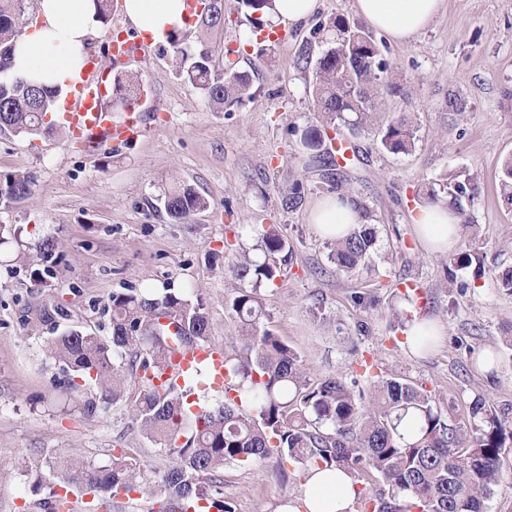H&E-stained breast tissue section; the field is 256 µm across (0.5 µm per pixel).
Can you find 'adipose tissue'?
<instances>
[{
	"label": "adipose tissue",
	"instance_id": "adipose-tissue-1",
	"mask_svg": "<svg viewBox=\"0 0 512 512\" xmlns=\"http://www.w3.org/2000/svg\"><path fill=\"white\" fill-rule=\"evenodd\" d=\"M42 25L19 39L13 59L15 74L70 90L84 65V48L99 21L93 0H35ZM445 7V0H354L353 9L371 28L397 42L425 32ZM185 0H124V11L152 42L167 41L184 25ZM311 221L325 237L347 232L359 216L349 198L330 195L320 200ZM416 233L432 251L448 253L455 245L460 217L447 203L420 207L414 216ZM302 500L279 512H348L355 495L353 480L339 470L310 469Z\"/></svg>",
	"mask_w": 512,
	"mask_h": 512
}]
</instances>
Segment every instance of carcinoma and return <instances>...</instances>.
<instances>
[{"mask_svg":"<svg viewBox=\"0 0 512 512\" xmlns=\"http://www.w3.org/2000/svg\"><path fill=\"white\" fill-rule=\"evenodd\" d=\"M273 0H241L249 20L263 30V17ZM27 0H0V130L16 135L46 134L59 91L11 73L13 51L23 35ZM198 17L209 28H224V0H208ZM329 28L315 62L314 107L322 126L308 128L303 146L316 158L323 154L327 129L341 122L353 130L369 129L382 112L384 95L396 91L393 64L372 35L340 16L319 24L313 34ZM178 71L216 109L232 112L257 92L246 71L218 70L204 43L192 44L172 35ZM143 89L136 75H116L113 101L124 109ZM380 144L399 154L415 146L414 129L404 117L378 125ZM28 174L0 176V202H20L32 191ZM500 190L512 203V159L504 162ZM474 185L450 176L439 193L455 206L473 195ZM177 224L207 209L208 201L194 188L178 184L160 199ZM362 223L334 240L330 261L336 272L351 274L363 267L377 240L367 211L355 204ZM256 259L242 251L233 267L236 278L249 284L238 289L230 310L240 322L243 343L237 358L224 366L238 381L234 396L207 404L188 401L194 389L172 391L154 384L174 354L205 344L210 319L199 290L167 287L160 293L129 288L112 294L111 336L101 338L71 329L47 342L52 359L69 372L68 389L76 380L96 385L95 396L82 401L92 415L123 403L139 432L163 447L172 460L159 482L150 481L143 465L124 454L107 465L70 459L48 464L49 475H31L33 492L47 491V512H60L66 494L79 490L97 508L114 506L119 494L150 498L157 512H234L224 500L215 476L227 463L257 465L274 457L306 470L342 469L358 478L376 474L382 488L355 493L360 512H487V502L503 482L501 455L512 446V421L478 395L461 413L444 414L432 397L416 385L370 373L364 380L325 376L318 382L304 371L298 353L264 322L260 288L282 275L288 242L271 224L260 237Z\"/></svg>","mask_w":512,"mask_h":512,"instance_id":"1","label":"carcinoma"}]
</instances>
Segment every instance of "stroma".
I'll return each instance as SVG.
<instances>
[{
    "label": "stroma",
    "instance_id": "stroma-1",
    "mask_svg": "<svg viewBox=\"0 0 512 512\" xmlns=\"http://www.w3.org/2000/svg\"><path fill=\"white\" fill-rule=\"evenodd\" d=\"M123 2L113 0L112 20L99 25L87 54L106 76L134 73L151 89L155 108L141 134L91 154L65 131L0 132V175L34 179L27 199L0 203V224L16 228L18 246L56 245L52 273L39 282L34 263L17 260L18 247L0 251V512H41L27 471L61 455L105 464L124 453L149 479L168 471L170 457L139 433L124 404L90 416L69 402L67 376L45 341L74 327L108 337L113 292L189 284L206 302L210 343L235 356L242 341L228 308L241 283L232 264L262 224L278 225L288 240L287 274L260 289L265 312L311 377L375 363L383 377L422 386L441 408L481 394L512 418V294L497 281L512 267V204L499 188L502 162L512 157V0H446L412 41L377 35L398 85L383 111L408 116L415 146L392 154L373 132L341 126L328 133L324 165L300 143L320 116L315 72L296 59L319 23L356 21L352 0H319L307 21L278 28L260 56L248 46L253 27L238 0H224L223 30L190 29L217 63L253 78L257 94L231 112L217 111L178 74L173 45L111 64V35L136 32ZM451 94L466 101V112L447 110ZM331 173L379 227L368 265L352 275L337 274L330 241L311 222ZM453 173L476 187L462 202L470 226L459 240L477 254L476 269L447 270V255L428 251L413 224L420 196ZM177 182L209 202L186 224L158 208ZM295 187L300 204L284 207ZM410 285L420 295L413 304L403 297ZM419 316L442 336L417 352L406 327ZM220 478L235 512H277L306 492L301 471H280L272 459L225 465Z\"/></svg>",
    "mask_w": 512,
    "mask_h": 512
}]
</instances>
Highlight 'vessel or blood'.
<instances>
[{
    "label": "vessel or blood",
    "instance_id": "vessel-or-blood-1",
    "mask_svg": "<svg viewBox=\"0 0 512 512\" xmlns=\"http://www.w3.org/2000/svg\"><path fill=\"white\" fill-rule=\"evenodd\" d=\"M103 97V73L98 67H90L72 89L64 112L58 115L74 141L84 149H106L112 143L122 141L144 122L142 110L147 107V100H139L138 111L123 112L115 117L104 108ZM201 371L209 378V390L221 392L227 388L222 348L216 345L196 346L175 355L161 381L170 387H181Z\"/></svg>",
    "mask_w": 512,
    "mask_h": 512
}]
</instances>
